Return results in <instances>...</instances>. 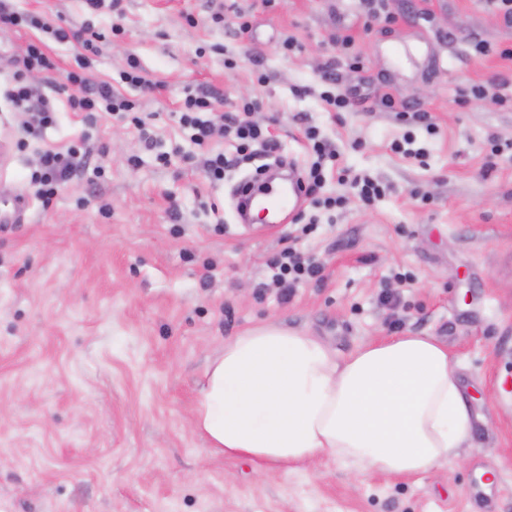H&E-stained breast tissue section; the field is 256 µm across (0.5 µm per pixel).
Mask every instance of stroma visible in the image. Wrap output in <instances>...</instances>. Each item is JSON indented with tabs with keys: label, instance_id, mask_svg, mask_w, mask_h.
I'll return each instance as SVG.
<instances>
[{
	"label": "stroma",
	"instance_id": "35a3bbf8",
	"mask_svg": "<svg viewBox=\"0 0 512 512\" xmlns=\"http://www.w3.org/2000/svg\"><path fill=\"white\" fill-rule=\"evenodd\" d=\"M74 31L104 33L91 75L111 82L134 115L95 123L53 93L73 67L72 43L48 40L59 70L32 82L51 123L23 129L7 99L15 62L35 30L0 28V197L26 200L0 223V512H512V106L463 98L503 76L512 26L485 0H385L392 22L365 29L358 0H237L242 40L212 18L210 0H120L90 13L84 0H5ZM361 56L351 69L339 32ZM295 37L299 51L281 43ZM488 48L480 54L475 42ZM157 87L126 84L128 58ZM332 67L346 111H327ZM221 96L219 112L255 100L253 119L278 149L209 179L180 123L185 92ZM427 113L422 124L383 94ZM337 164L386 185L363 204L353 185L312 232L288 222L239 223L237 188L257 167L305 168L306 128ZM396 142L420 153L393 151ZM88 155L43 205L29 187L38 155ZM296 234L324 266L282 300L270 261ZM266 321L323 338L343 353L366 340L429 334L455 362L473 414L457 463L411 477H361L319 454L257 471L210 448L191 422L210 362L226 338Z\"/></svg>",
	"mask_w": 512,
	"mask_h": 512
}]
</instances>
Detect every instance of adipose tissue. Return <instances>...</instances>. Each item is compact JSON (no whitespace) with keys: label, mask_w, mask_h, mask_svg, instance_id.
Instances as JSON below:
<instances>
[{"label":"adipose tissue","mask_w":512,"mask_h":512,"mask_svg":"<svg viewBox=\"0 0 512 512\" xmlns=\"http://www.w3.org/2000/svg\"><path fill=\"white\" fill-rule=\"evenodd\" d=\"M472 416L447 349L430 335L364 342L343 354L277 324L224 342L193 428L257 468L327 453L360 475H416L455 462Z\"/></svg>","instance_id":"obj_1"}]
</instances>
